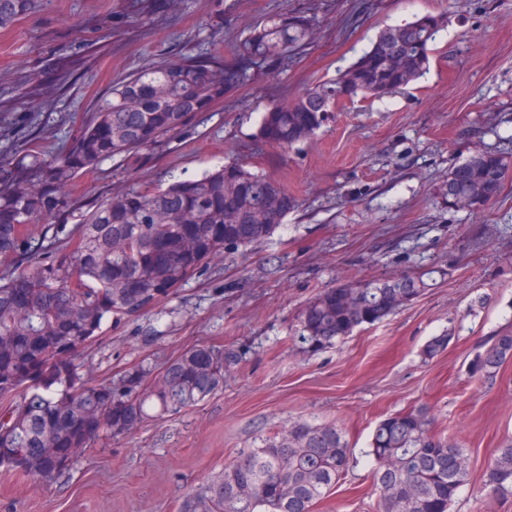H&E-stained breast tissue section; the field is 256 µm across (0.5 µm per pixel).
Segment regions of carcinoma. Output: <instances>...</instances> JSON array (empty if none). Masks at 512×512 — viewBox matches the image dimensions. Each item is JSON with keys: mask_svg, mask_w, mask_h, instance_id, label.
<instances>
[{"mask_svg": "<svg viewBox=\"0 0 512 512\" xmlns=\"http://www.w3.org/2000/svg\"><path fill=\"white\" fill-rule=\"evenodd\" d=\"M40 4L0 0V29ZM447 24L446 16L428 13L386 28L343 77L263 112L252 151L261 153L267 143L286 150L310 139L338 101L381 99L417 81ZM311 27L302 12L276 14L234 43L230 57L199 52L137 72L98 99L74 145L56 160L28 139L17 158L0 166V413L9 415L0 420V467L50 481L94 442L193 407L224 383L235 355L219 345L191 347L159 372L142 365L115 386L88 379L75 359L110 317L153 308L225 251L270 238L295 208L278 181L236 159L165 188L122 190L63 238L52 221L73 205L77 180L101 161L133 158L180 135L250 71L287 67ZM511 172V159L478 152L448 173V203L481 209ZM35 235L47 245L30 265ZM427 287L424 276L407 273L328 288L303 308L300 342L311 351L330 346L384 320ZM510 359L511 326L475 352L468 374L490 380ZM368 456L379 512H450L469 474L466 449L435 432L425 408L381 420ZM353 461L335 426L293 421L240 449L180 512H313ZM483 490L512 499V439L495 450Z\"/></svg>", "mask_w": 512, "mask_h": 512, "instance_id": "obj_1", "label": "carcinoma"}]
</instances>
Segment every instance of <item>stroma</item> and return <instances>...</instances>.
I'll return each mask as SVG.
<instances>
[{"label":"stroma","instance_id":"stroma-1","mask_svg":"<svg viewBox=\"0 0 512 512\" xmlns=\"http://www.w3.org/2000/svg\"><path fill=\"white\" fill-rule=\"evenodd\" d=\"M286 11L314 19L293 63L243 82L163 146L100 162L78 180L76 204L58 224L73 228L120 190L165 186L248 155L270 104L340 77L386 27L428 13L448 24L415 84L338 105L288 153L266 147L264 169L298 201L271 238L202 266L155 308L107 320L76 359L82 373L117 382L185 349L221 345L238 356L223 387L95 443L52 482L0 469V512H178L239 449L295 420L336 425L356 456L313 512H376L373 430L420 406L469 455L451 512H512V499L481 491L496 448L512 438V360L490 381L467 373L479 347L512 326V177L481 209L446 196L451 169L476 152L512 156V0H181L173 11L148 0H43L0 30V166L30 138L54 153L70 148L112 84L183 55H224ZM425 271L433 285L383 321L301 349V310L323 289ZM443 334L447 348L424 356Z\"/></svg>","mask_w":512,"mask_h":512}]
</instances>
